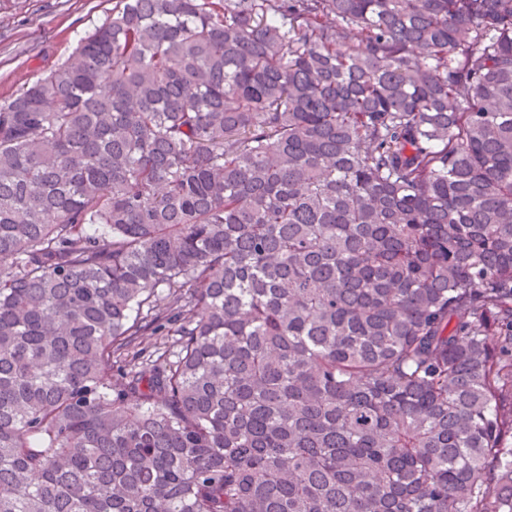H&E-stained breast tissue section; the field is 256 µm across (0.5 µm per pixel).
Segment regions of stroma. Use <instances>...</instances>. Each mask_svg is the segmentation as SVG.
<instances>
[{
    "label": "stroma",
    "mask_w": 512,
    "mask_h": 512,
    "mask_svg": "<svg viewBox=\"0 0 512 512\" xmlns=\"http://www.w3.org/2000/svg\"><path fill=\"white\" fill-rule=\"evenodd\" d=\"M112 11V0H0V102L33 76L64 63L79 33Z\"/></svg>",
    "instance_id": "35a3bbf8"
}]
</instances>
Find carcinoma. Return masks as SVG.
I'll return each mask as SVG.
<instances>
[{
    "mask_svg": "<svg viewBox=\"0 0 512 512\" xmlns=\"http://www.w3.org/2000/svg\"><path fill=\"white\" fill-rule=\"evenodd\" d=\"M0 512H512V0H114L1 103Z\"/></svg>",
    "mask_w": 512,
    "mask_h": 512,
    "instance_id": "cac0c4a2",
    "label": "carcinoma"
}]
</instances>
